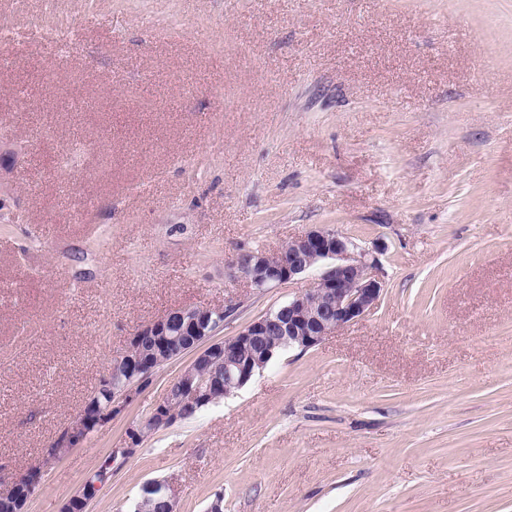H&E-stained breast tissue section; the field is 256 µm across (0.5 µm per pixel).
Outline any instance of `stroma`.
Masks as SVG:
<instances>
[{
  "instance_id": "stroma-1",
  "label": "stroma",
  "mask_w": 512,
  "mask_h": 512,
  "mask_svg": "<svg viewBox=\"0 0 512 512\" xmlns=\"http://www.w3.org/2000/svg\"><path fill=\"white\" fill-rule=\"evenodd\" d=\"M0 491L59 512L165 481L177 512H512V0H0ZM321 226L375 252L374 310L236 394L127 430L189 365L46 461L134 330L307 279L232 264ZM37 469L39 471L37 476H32L29 472L18 479L10 488L12 492L9 496H11L12 501L9 502V507L12 509V512L28 511L29 503L38 492L42 482V467Z\"/></svg>"
}]
</instances>
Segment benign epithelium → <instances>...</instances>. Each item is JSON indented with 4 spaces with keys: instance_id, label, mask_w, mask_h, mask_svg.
Wrapping results in <instances>:
<instances>
[{
    "instance_id": "obj_1",
    "label": "benign epithelium",
    "mask_w": 512,
    "mask_h": 512,
    "mask_svg": "<svg viewBox=\"0 0 512 512\" xmlns=\"http://www.w3.org/2000/svg\"><path fill=\"white\" fill-rule=\"evenodd\" d=\"M377 261L348 236L313 227L288 242V257L272 261L267 253H255L248 262H237L235 274L255 288H271L316 272L311 286L287 302L247 324L236 335L215 339L231 308L211 309L181 306L143 325L132 334L113 366L121 367L132 379L146 377L152 363L142 353L141 343L152 344L156 359L178 349L192 353L191 363L177 377L182 392L166 391L150 414L151 426H169L183 418L187 409L198 410L227 396L224 382L237 388L247 385L256 373L285 350L306 351L338 329L358 322L378 304L383 285L375 274ZM140 394L135 387L113 392V409L120 412ZM106 420L82 409L68 426L65 440L52 448L50 462L71 448L81 446ZM43 474H26L11 487L12 512H28ZM96 490L84 487L72 495L61 512H87Z\"/></svg>"
}]
</instances>
